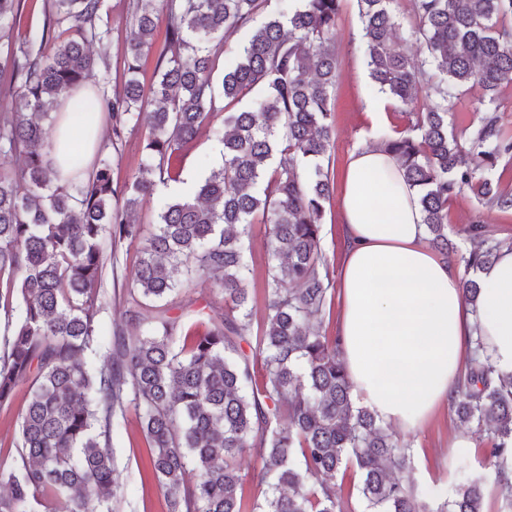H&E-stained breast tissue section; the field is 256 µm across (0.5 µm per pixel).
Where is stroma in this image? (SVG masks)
<instances>
[{
  "label": "stroma",
  "mask_w": 512,
  "mask_h": 512,
  "mask_svg": "<svg viewBox=\"0 0 512 512\" xmlns=\"http://www.w3.org/2000/svg\"><path fill=\"white\" fill-rule=\"evenodd\" d=\"M22 21L6 33L5 42L18 44L39 37L44 20L53 12L52 0H23ZM109 33L104 44H92V55H105L87 83L101 98H112L123 87V63L126 55L132 0H104ZM356 0H343L336 25L339 53V79L334 102V147L330 165L335 176H342L351 153L365 144H380L407 130L416 121L413 111L379 100L371 86L364 63L359 36ZM145 131L132 133L120 150H113L109 140H102L103 156L112 162V182L122 186L144 160ZM222 145L212 132L206 131L190 147L179 181L161 188L156 199L169 202L189 195L197 185L221 163ZM483 221L493 238L512 240V213L482 206L470 193L454 197L448 204V236L456 250L451 259L461 262L471 248L466 230L474 221ZM247 262L250 267L249 288L255 316L253 327H260L267 293L268 255L261 231L247 240ZM137 262L135 249L120 257L117 279H106L102 293L106 310L101 319L103 343H111L113 332L125 324L127 294L121 281L130 276ZM29 397L27 384H20L10 403L0 406V459L12 462L20 451L18 417ZM463 439L465 447H450L451 439ZM412 451L414 484L428 500L440 502L454 490L460 473L482 479L484 512H503L494 483L496 460L491 454L492 438L475 426L460 423L451 404L441 405L418 433L405 435ZM111 450L123 474L122 501L119 512H168L164 497L157 491L149 467L151 450L134 413L115 418L112 426Z\"/></svg>",
  "instance_id": "stroma-1"
}]
</instances>
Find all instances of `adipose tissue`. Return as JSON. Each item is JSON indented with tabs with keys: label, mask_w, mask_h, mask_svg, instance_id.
Segmentation results:
<instances>
[{
	"label": "adipose tissue",
	"mask_w": 512,
	"mask_h": 512,
	"mask_svg": "<svg viewBox=\"0 0 512 512\" xmlns=\"http://www.w3.org/2000/svg\"><path fill=\"white\" fill-rule=\"evenodd\" d=\"M76 98L66 94L51 139L61 185L73 178L67 152L80 147L87 159L100 143L101 123H88ZM340 220L346 244L336 334L355 398L380 421L421 429L450 400L475 344L498 374L512 375V250L480 269L478 301L468 303L458 267L425 242L417 192L376 145L349 157Z\"/></svg>",
	"instance_id": "ef3b65f1"
}]
</instances>
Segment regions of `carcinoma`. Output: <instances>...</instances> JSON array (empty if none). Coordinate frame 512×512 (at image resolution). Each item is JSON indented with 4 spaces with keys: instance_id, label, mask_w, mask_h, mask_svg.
I'll list each match as a JSON object with an SVG mask.
<instances>
[{
    "instance_id": "1",
    "label": "carcinoma",
    "mask_w": 512,
    "mask_h": 512,
    "mask_svg": "<svg viewBox=\"0 0 512 512\" xmlns=\"http://www.w3.org/2000/svg\"><path fill=\"white\" fill-rule=\"evenodd\" d=\"M103 2L53 0L39 46L9 47L0 62V405L32 380L20 460L0 461V512H114L122 476L109 452L112 422L129 409L153 448L150 467L169 512H242L247 457L260 463L265 485L252 512H339L332 479L348 464L361 474L364 512H484L478 478L457 484L435 508L417 495L404 476L409 446L354 398L336 337L320 328L329 292L320 229L333 192L323 160L334 142L342 0H280L279 13L259 25L266 0H135L123 88L107 109L114 150L144 129L147 162L119 189L107 158L96 160L88 180L60 186L43 121L94 71L87 44L108 33ZM356 2L373 90L402 106L420 104L412 128L383 146L420 193L426 241L446 256L452 197L466 190L512 212V191L495 178L500 163L512 161V135L492 109L512 81V0H412L410 35L425 47L419 61L395 41L394 0ZM20 19V0H0V29ZM64 22L70 35L57 42L53 25ZM238 33L244 39L230 44ZM151 54L146 93L140 75ZM475 85L482 116L448 134V113ZM220 114L223 164L194 196L160 207L151 227L141 224L157 185L179 177L188 146ZM16 155L20 167L11 165ZM257 223L270 261L253 337L243 240ZM468 236L465 268L475 273L502 244L481 222ZM125 241L138 246L124 284L134 332L128 339L115 331L105 349L100 289L107 252ZM196 288L224 306L202 333L170 318L153 324L141 312ZM103 349L104 363L90 364ZM452 403L461 422L492 434L497 490L512 509V376L495 377L479 343ZM190 470L198 473L192 483Z\"/></svg>"
}]
</instances>
